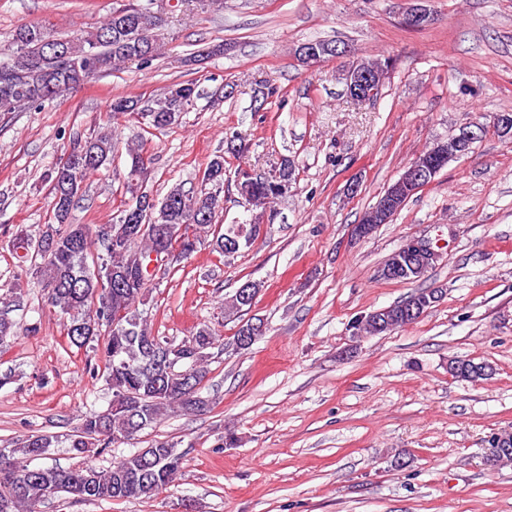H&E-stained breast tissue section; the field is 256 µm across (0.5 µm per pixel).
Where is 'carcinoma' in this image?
I'll return each mask as SVG.
<instances>
[{
	"mask_svg": "<svg viewBox=\"0 0 512 512\" xmlns=\"http://www.w3.org/2000/svg\"><path fill=\"white\" fill-rule=\"evenodd\" d=\"M129 0L112 9V14L95 30L73 38H63L44 23L22 24L8 36L12 54L10 62L0 63V112H14L23 106H37L59 96L66 90L112 71L117 65L139 62L148 65L157 55L164 39L162 21L148 14V3ZM149 57L138 59V47L145 41ZM198 96L196 84L178 83L149 101L145 108L123 97L112 99L107 109L105 127L85 139L76 137L70 147L84 152L88 160L77 168H65L60 163L51 166L45 178L50 182V207L54 222L44 225L34 237L24 230L12 239L14 251H22L23 259H31L29 272L48 288V301L66 318L70 342L92 349L103 360L102 375L112 398L128 395L126 406L108 408L84 417L82 424L68 435L69 447L78 455L96 446L105 450L122 440H133L143 429L157 424L166 412L179 409L186 413L206 411L210 402L201 396V389L182 386L176 367L187 370L204 380L210 349L218 337L202 326L188 341L179 343L152 333L146 316L138 305L144 304L152 280L138 276L137 256H145L156 245V238L133 229L135 224L152 222L194 228L210 227L223 210L224 156H213L204 170V188L186 190L180 184L172 186L159 202L167 210L156 214L134 212L126 204L121 216L109 225L108 234L92 231L87 224L71 222V213L83 194L87 180L108 164L114 151L111 122L137 115L147 125L159 130L171 126L176 117L171 112H184ZM131 166L126 177V192L133 193L132 184L145 182L147 167L137 151L130 153ZM294 175L284 162L279 176L261 177L249 183H237L241 197L253 199V206L262 207L288 191ZM259 235L256 224H227L224 232L212 240L213 250L224 257L233 256L251 246V235ZM115 273L127 275L133 287H117L110 295V309L123 312V323L94 333L81 331V324L91 310L90 294L96 288V276ZM258 284L243 283L224 304L232 316H241L252 306ZM433 293L416 291L407 298L386 307L390 324L399 329L414 323L418 317L406 314L408 307L429 299ZM17 323L0 311V344L16 335ZM453 375L475 381L488 375L490 366L470 359H454ZM145 428H140L139 423ZM58 443V437L47 434L29 435L13 448H0V456L17 463L10 470L0 467V512H32V507L51 495L50 487L66 492L82 501L151 499L167 489L182 472L186 453L178 443L162 439L151 442L98 470L85 462L69 468L29 466L30 461L47 453Z\"/></svg>",
	"mask_w": 512,
	"mask_h": 512,
	"instance_id": "1",
	"label": "carcinoma"
}]
</instances>
